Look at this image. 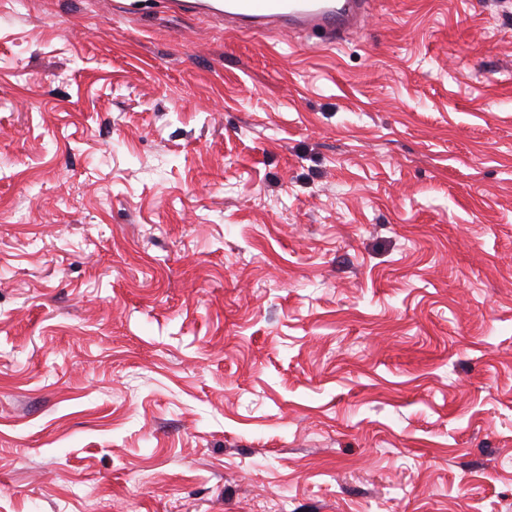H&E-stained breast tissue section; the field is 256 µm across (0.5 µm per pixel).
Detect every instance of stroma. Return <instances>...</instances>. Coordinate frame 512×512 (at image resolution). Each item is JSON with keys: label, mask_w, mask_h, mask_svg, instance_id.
I'll return each instance as SVG.
<instances>
[{"label": "stroma", "mask_w": 512, "mask_h": 512, "mask_svg": "<svg viewBox=\"0 0 512 512\" xmlns=\"http://www.w3.org/2000/svg\"><path fill=\"white\" fill-rule=\"evenodd\" d=\"M0 512H512V0H0ZM369 0H169L172 11L193 10L224 17L238 30H300L323 33L331 43L362 27L370 15Z\"/></svg>", "instance_id": "obj_1"}]
</instances>
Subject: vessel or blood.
<instances>
[{
  "instance_id": "vessel-or-blood-1",
  "label": "vessel or blood",
  "mask_w": 512,
  "mask_h": 512,
  "mask_svg": "<svg viewBox=\"0 0 512 512\" xmlns=\"http://www.w3.org/2000/svg\"><path fill=\"white\" fill-rule=\"evenodd\" d=\"M170 10H191L223 18L239 30H300L341 38L362 27L370 15V0H168Z\"/></svg>"
}]
</instances>
